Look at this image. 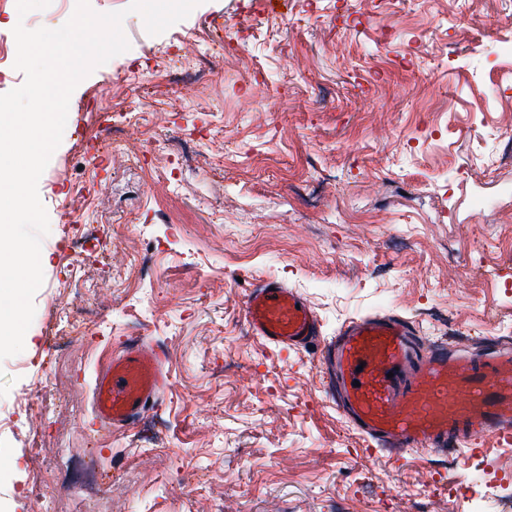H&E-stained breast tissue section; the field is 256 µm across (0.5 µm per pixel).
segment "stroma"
Here are the masks:
<instances>
[{"instance_id": "stroma-1", "label": "stroma", "mask_w": 512, "mask_h": 512, "mask_svg": "<svg viewBox=\"0 0 512 512\" xmlns=\"http://www.w3.org/2000/svg\"><path fill=\"white\" fill-rule=\"evenodd\" d=\"M73 91L39 183L50 224L24 350L0 361V512H502L468 480L512 442L398 458L337 411L313 348L254 336L293 289L331 338L393 313L481 354L512 324V0H202ZM67 0L0 15L62 26ZM178 97L164 104L166 83ZM140 136L113 140L130 108ZM77 200L74 217L65 207ZM168 384L141 425L92 415L133 337Z\"/></svg>"}]
</instances>
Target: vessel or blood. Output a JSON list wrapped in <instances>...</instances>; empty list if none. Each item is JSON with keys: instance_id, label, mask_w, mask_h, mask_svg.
<instances>
[{"instance_id": "b4317fda", "label": "vessel or blood", "mask_w": 512, "mask_h": 512, "mask_svg": "<svg viewBox=\"0 0 512 512\" xmlns=\"http://www.w3.org/2000/svg\"><path fill=\"white\" fill-rule=\"evenodd\" d=\"M252 333L266 342L315 346L329 378V396L345 419L383 451H464L476 439L512 434V351L483 356L438 347L419 354L402 317L347 322L323 339L316 315L284 285L252 288L245 300ZM167 385L163 350L130 339L94 380L100 428L138 420Z\"/></svg>"}]
</instances>
